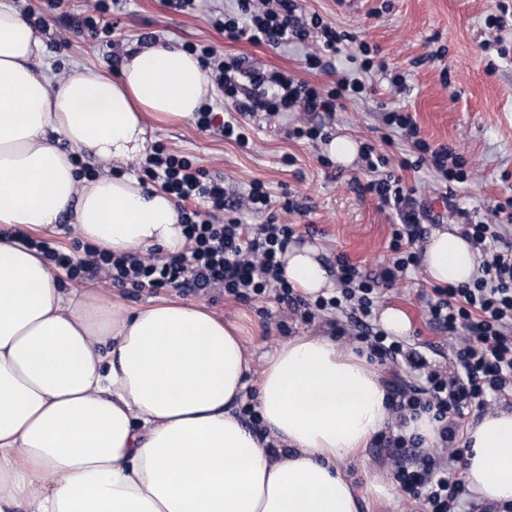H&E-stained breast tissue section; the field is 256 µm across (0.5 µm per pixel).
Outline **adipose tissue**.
I'll use <instances>...</instances> for the list:
<instances>
[{
  "mask_svg": "<svg viewBox=\"0 0 512 512\" xmlns=\"http://www.w3.org/2000/svg\"><path fill=\"white\" fill-rule=\"evenodd\" d=\"M44 51L0 0V224L46 232L67 213L115 253L181 251L171 197L110 167L146 156V114L186 118L207 99L200 59L136 44L119 79H50ZM76 153L107 167L80 176ZM281 261L303 294L332 289L314 246L289 245ZM422 265L458 285L479 257L448 227ZM251 370L238 328L204 305L64 291L39 255L0 237V512H360L338 464L392 422L376 370L329 337L280 344L259 372L260 435L237 413ZM466 446L477 500L512 504V412L482 414Z\"/></svg>",
  "mask_w": 512,
  "mask_h": 512,
  "instance_id": "obj_1",
  "label": "adipose tissue"
}]
</instances>
